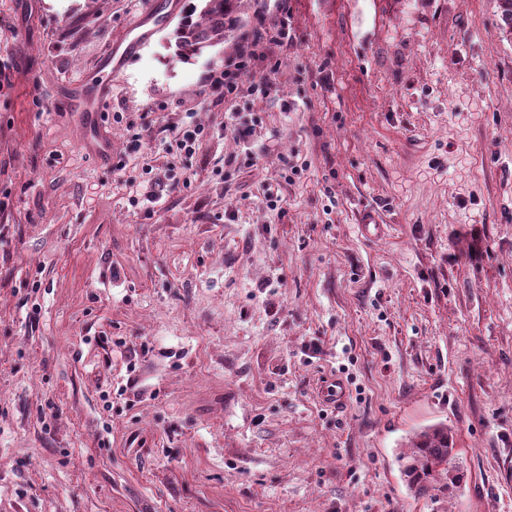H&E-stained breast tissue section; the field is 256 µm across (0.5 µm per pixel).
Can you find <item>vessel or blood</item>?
<instances>
[{
    "mask_svg": "<svg viewBox=\"0 0 512 512\" xmlns=\"http://www.w3.org/2000/svg\"><path fill=\"white\" fill-rule=\"evenodd\" d=\"M141 14L132 26L134 35L123 52L107 48L104 61L112 63L116 55L130 57L150 41L156 30L174 14V0H141ZM112 99V74L99 71L79 87L73 88L64 100V110L82 129L81 145L103 169L113 164L112 139L103 128V114Z\"/></svg>",
    "mask_w": 512,
    "mask_h": 512,
    "instance_id": "obj_1",
    "label": "vessel or blood"
}]
</instances>
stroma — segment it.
<instances>
[{"instance_id": "obj_1", "label": "stroma", "mask_w": 512, "mask_h": 512, "mask_svg": "<svg viewBox=\"0 0 512 512\" xmlns=\"http://www.w3.org/2000/svg\"><path fill=\"white\" fill-rule=\"evenodd\" d=\"M280 1L113 73L107 170L62 95L140 0H0V512H512L496 0H284L287 45L216 99ZM439 422L466 484L417 499L396 450ZM274 42L279 45L288 43V7H281L280 15L270 24L260 25L252 40L248 39L241 46L238 53L224 62V71L219 77L211 80V87L216 97L226 98L238 95L245 81L250 76L251 59L255 56V49L261 41Z\"/></svg>"}]
</instances>
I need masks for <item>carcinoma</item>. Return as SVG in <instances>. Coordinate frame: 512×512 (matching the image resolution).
Returning a JSON list of instances; mask_svg holds the SVG:
<instances>
[{
	"label": "carcinoma",
	"mask_w": 512,
	"mask_h": 512,
	"mask_svg": "<svg viewBox=\"0 0 512 512\" xmlns=\"http://www.w3.org/2000/svg\"><path fill=\"white\" fill-rule=\"evenodd\" d=\"M200 19H187L175 31L176 54L188 59L208 47L220 45L230 39L241 20L244 0H201ZM500 30L512 34V0H498ZM458 449L448 425L437 423L413 432L407 438L398 456L409 489L419 496L429 493L433 484L443 479L458 485L462 479Z\"/></svg>",
	"instance_id": "obj_1"
}]
</instances>
